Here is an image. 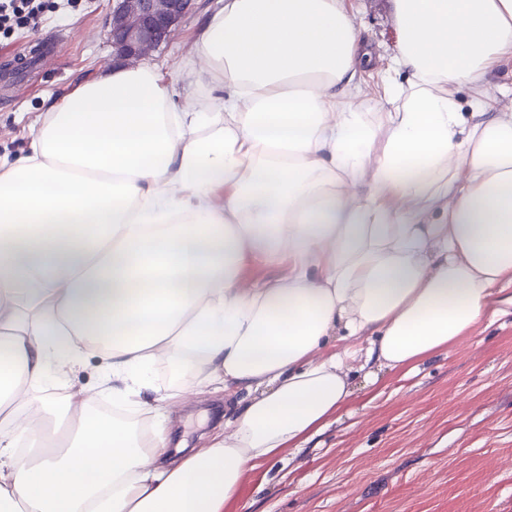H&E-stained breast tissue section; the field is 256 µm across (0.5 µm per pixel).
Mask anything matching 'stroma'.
<instances>
[{"label": "stroma", "mask_w": 512, "mask_h": 512, "mask_svg": "<svg viewBox=\"0 0 512 512\" xmlns=\"http://www.w3.org/2000/svg\"><path fill=\"white\" fill-rule=\"evenodd\" d=\"M375 83L396 43L389 0H346ZM218 0H195L171 39L147 58L182 102L202 90L184 67ZM112 0H54L35 29L0 36V156L27 148L28 125L112 64ZM497 316L413 371L362 385L340 419L302 447L249 472L246 512H512V283ZM224 422V396H196L172 434L185 448Z\"/></svg>", "instance_id": "stroma-1"}]
</instances>
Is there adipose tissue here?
<instances>
[{
	"label": "adipose tissue",
	"instance_id": "adipose-tissue-1",
	"mask_svg": "<svg viewBox=\"0 0 512 512\" xmlns=\"http://www.w3.org/2000/svg\"><path fill=\"white\" fill-rule=\"evenodd\" d=\"M355 104L344 0H222L181 106L152 66L79 83L0 161V512H228L247 473L414 368L512 282V0H391ZM472 91L469 103L458 86ZM252 264L278 265L272 279ZM115 418L79 390L89 352ZM247 401L177 463L170 413Z\"/></svg>",
	"mask_w": 512,
	"mask_h": 512
}]
</instances>
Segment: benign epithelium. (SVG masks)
Returning a JSON list of instances; mask_svg holds the SVG:
<instances>
[{"label":"benign epithelium","mask_w":512,"mask_h":512,"mask_svg":"<svg viewBox=\"0 0 512 512\" xmlns=\"http://www.w3.org/2000/svg\"><path fill=\"white\" fill-rule=\"evenodd\" d=\"M193 0H116L108 22L113 57L137 63L167 42Z\"/></svg>","instance_id":"7a95c632"}]
</instances>
